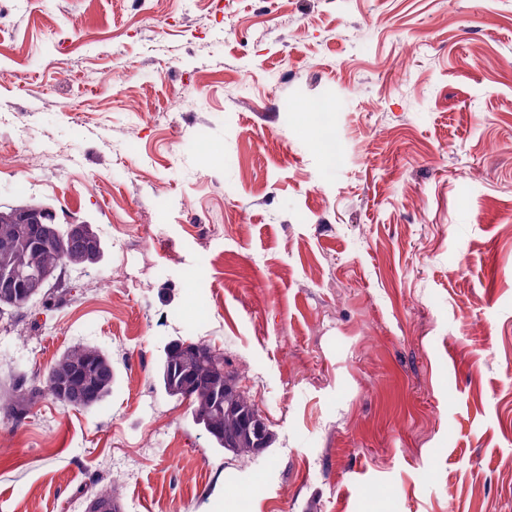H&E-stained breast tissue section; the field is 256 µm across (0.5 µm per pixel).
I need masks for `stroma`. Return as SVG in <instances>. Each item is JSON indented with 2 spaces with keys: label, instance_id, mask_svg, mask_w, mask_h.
Here are the masks:
<instances>
[{
  "label": "stroma",
  "instance_id": "35a3bbf8",
  "mask_svg": "<svg viewBox=\"0 0 512 512\" xmlns=\"http://www.w3.org/2000/svg\"><path fill=\"white\" fill-rule=\"evenodd\" d=\"M33 195L103 255L0 317V376L90 344L115 381L0 418V512L101 478L120 512H512V0H0V207ZM176 339L223 353L262 455L161 389Z\"/></svg>",
  "mask_w": 512,
  "mask_h": 512
}]
</instances>
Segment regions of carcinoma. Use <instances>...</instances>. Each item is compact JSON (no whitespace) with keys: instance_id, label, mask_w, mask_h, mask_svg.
I'll return each instance as SVG.
<instances>
[{"instance_id":"obj_1","label":"carcinoma","mask_w":512,"mask_h":512,"mask_svg":"<svg viewBox=\"0 0 512 512\" xmlns=\"http://www.w3.org/2000/svg\"><path fill=\"white\" fill-rule=\"evenodd\" d=\"M42 205V200L31 196L22 204L0 209V270L98 263L102 253L98 238L92 242L76 239L57 224L27 228L30 215ZM30 292L25 299L17 283L7 285L0 277V309L22 310L47 296L44 285ZM160 380L167 395L188 402L195 424L211 429L215 447H224V437L234 436L237 453L251 454L254 434L245 422L252 419L258 424L261 414L224 371L223 354L203 343L171 341L163 350ZM113 381L112 357L97 346L77 344L54 361L43 380L29 385L12 380L7 396L0 395V415L14 423L24 420L43 392L66 407L89 410L109 395ZM116 491L117 485L111 481L85 497L84 512H97L100 501L116 502Z\"/></svg>"}]
</instances>
